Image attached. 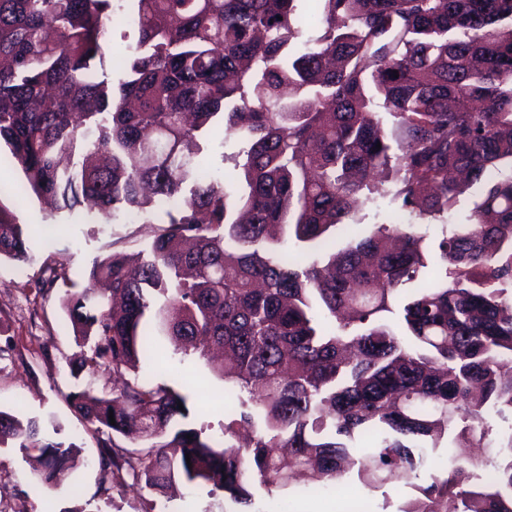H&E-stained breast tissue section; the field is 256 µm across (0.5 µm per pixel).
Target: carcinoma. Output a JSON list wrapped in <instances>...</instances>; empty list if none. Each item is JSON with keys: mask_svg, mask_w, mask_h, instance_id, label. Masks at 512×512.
Listing matches in <instances>:
<instances>
[{"mask_svg": "<svg viewBox=\"0 0 512 512\" xmlns=\"http://www.w3.org/2000/svg\"><path fill=\"white\" fill-rule=\"evenodd\" d=\"M295 2L0 0V144L23 175L0 193L159 225L137 254L93 262L112 299H63L75 337L94 338L71 406L99 464L158 497L181 481L247 508L257 484L352 474L412 488L399 512H512V0H314L320 34L301 48ZM119 21L137 40L115 83ZM224 133L234 193L211 167ZM386 198L470 208L438 241L411 222L349 236L359 201ZM3 258L29 254L0 207ZM65 276L47 264L27 286ZM163 338L231 352L220 439L139 375ZM102 365L126 378L110 395L91 381ZM133 433L143 449L118 442ZM9 443L36 458L34 484L63 482L73 446L42 421L0 409ZM137 38L136 32L128 27H114L109 33V41L111 45V53L107 58V68L112 73L114 82H117L121 76V69L115 65V58L126 52V47L130 43H134Z\"/></svg>", "mask_w": 512, "mask_h": 512, "instance_id": "obj_1", "label": "carcinoma"}]
</instances>
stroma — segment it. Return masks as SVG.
<instances>
[{
  "label": "stroma",
  "instance_id": "35a3bbf8",
  "mask_svg": "<svg viewBox=\"0 0 512 512\" xmlns=\"http://www.w3.org/2000/svg\"><path fill=\"white\" fill-rule=\"evenodd\" d=\"M0 207L24 224L31 260L28 264L0 261V408L20 418L53 415L58 438L77 447L69 471L77 488L60 485L51 490L33 487L31 467L15 448H0V512H144L151 495L144 486L119 484L111 470L98 462V435L71 411L66 396L74 380L68 362L77 346L62 309L67 288L88 284L95 258L115 252L134 253L152 239L151 226L100 224L88 209L79 214L51 212L37 198L0 195ZM65 263L67 279L46 293L24 288L26 279L38 278L47 260ZM144 375L153 381L178 386L188 398L193 426L220 434L233 404L224 395V381L202 361L176 352L169 342L156 349ZM355 482L334 484L322 494L301 484L289 490L265 493L255 489L253 512H289L297 503L302 512H332L337 500L356 492ZM165 512H224L223 497L206 489L177 485L161 499Z\"/></svg>",
  "mask_w": 512,
  "mask_h": 512
}]
</instances>
